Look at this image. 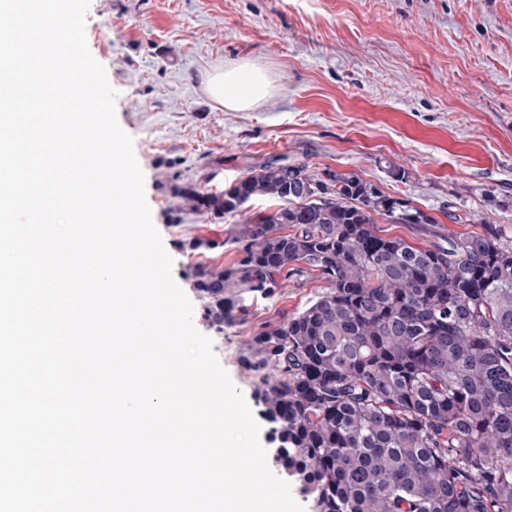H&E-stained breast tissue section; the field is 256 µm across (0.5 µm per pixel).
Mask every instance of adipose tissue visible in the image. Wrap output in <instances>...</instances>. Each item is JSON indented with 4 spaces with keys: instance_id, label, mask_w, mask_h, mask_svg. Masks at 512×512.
I'll list each match as a JSON object with an SVG mask.
<instances>
[{
    "instance_id": "adipose-tissue-1",
    "label": "adipose tissue",
    "mask_w": 512,
    "mask_h": 512,
    "mask_svg": "<svg viewBox=\"0 0 512 512\" xmlns=\"http://www.w3.org/2000/svg\"><path fill=\"white\" fill-rule=\"evenodd\" d=\"M207 90L225 108L245 111L268 96L271 81L267 72L250 62H238L207 74Z\"/></svg>"
}]
</instances>
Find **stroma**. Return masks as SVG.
Returning <instances> with one entry per match:
<instances>
[{
  "label": "stroma",
  "instance_id": "obj_1",
  "mask_svg": "<svg viewBox=\"0 0 512 512\" xmlns=\"http://www.w3.org/2000/svg\"><path fill=\"white\" fill-rule=\"evenodd\" d=\"M86 37L119 93L116 119L193 324L244 397L247 341L326 284L293 276L272 297L246 296V322L216 332L193 274L234 262L237 219L176 212L169 174L218 192L273 156L355 172L430 210L441 234L476 230L491 193L512 237V0H91ZM242 61L267 70L270 95L231 111L204 78ZM391 162L409 169L407 181L389 174ZM197 237L221 246L184 249Z\"/></svg>",
  "mask_w": 512,
  "mask_h": 512
}]
</instances>
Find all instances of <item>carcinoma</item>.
Segmentation results:
<instances>
[{"mask_svg": "<svg viewBox=\"0 0 512 512\" xmlns=\"http://www.w3.org/2000/svg\"><path fill=\"white\" fill-rule=\"evenodd\" d=\"M169 189L180 210L241 216L234 263L194 275L217 332L246 319L245 294L273 296L292 275L327 284L239 358L309 512H512V238L498 201L480 231L414 245L377 224L438 220L355 172L272 158L219 193ZM255 197L280 208L244 215Z\"/></svg>", "mask_w": 512, "mask_h": 512, "instance_id": "cac0c4a2", "label": "carcinoma"}]
</instances>
